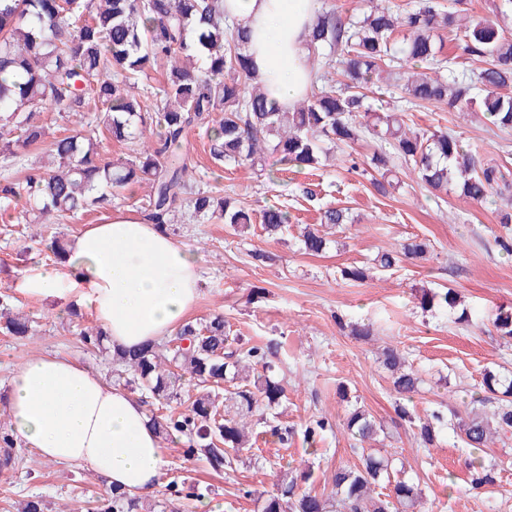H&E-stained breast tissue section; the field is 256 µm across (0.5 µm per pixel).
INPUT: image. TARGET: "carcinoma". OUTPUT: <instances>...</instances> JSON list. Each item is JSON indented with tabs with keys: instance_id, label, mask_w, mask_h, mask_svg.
<instances>
[{
	"instance_id": "carcinoma-1",
	"label": "carcinoma",
	"mask_w": 512,
	"mask_h": 512,
	"mask_svg": "<svg viewBox=\"0 0 512 512\" xmlns=\"http://www.w3.org/2000/svg\"><path fill=\"white\" fill-rule=\"evenodd\" d=\"M360 18L324 8L315 16L307 35L312 65H329L337 56L338 87L311 93L293 110L280 112L267 104L263 88L255 82L247 46L250 32L224 16V0H0V154L21 158L44 150L54 168L31 165L21 179L0 182V202L22 204L19 219L33 215L58 220L79 211L105 212L112 201L135 183H145L150 193L139 206L149 221L165 223V217L182 205L201 223L224 220L243 232L253 223V210L235 206L223 190L195 189L186 179L185 150L191 134L203 130L210 138V154L217 164L254 165L272 151L289 167H312L330 148L359 141L373 144L372 163L384 169L394 156L413 165L418 179L431 191L448 192L455 182L461 195L484 203L493 194L509 189V169L501 164H482L454 135L443 131L414 130L388 107L373 112L367 94L385 95L387 87L401 88L413 106L438 103L452 112L477 106L501 131L512 130V37L504 35L489 19L458 23L460 9L445 8L439 0H419L412 11L400 16L376 0ZM402 39H397L399 30ZM452 33L465 54L482 63L470 75L445 77L449 61L439 55L437 40ZM161 66L165 87L157 98L129 94L127 85L141 73ZM92 97L104 112L106 129L117 142L139 141L142 149L133 159L114 162L101 158L100 139L91 124L65 136L49 133L35 118L33 106L50 104L69 117H80L86 98ZM158 115L157 132H147L144 114ZM266 234L286 229L288 211L270 205L259 211ZM322 223H349L347 210L328 208ZM512 213L502 214L508 230L496 242L512 253ZM301 248L318 255L327 239L317 229L304 228ZM427 245L411 242L401 250H386L370 259V267L342 270L345 279L360 282L368 272L388 271L400 257L417 260ZM420 307L458 312L457 320L469 321V311L457 294L444 287L424 291ZM493 326L512 338V308H501ZM0 331L24 337L30 320L0 310ZM224 317L204 322L188 321L174 338L138 350L113 353L103 342L101 330L83 333L84 344L108 355L118 378L130 388L150 394L161 406L182 400L186 382L196 393L187 395L186 410L158 416L160 435L180 433L189 447L216 471L231 470L240 452L249 449L251 426L258 400L272 407L280 403L284 388L274 374V352L249 342L224 351ZM383 365L390 372L400 417L412 419L403 404L419 390L421 379L402 352L388 348ZM482 385L495 401L492 415L476 408L465 416L454 414L452 429L474 450L488 447L493 437L512 433V376L489 371ZM443 415L432 413L416 425L419 440L430 446ZM346 431L363 444L377 434L371 415L358 408L349 413ZM384 456L363 454L354 467L339 468L327 498L300 492V481L285 474L277 492L262 512H420L418 484L391 478ZM497 471L481 462H470V486H493ZM108 512H143L142 502L110 490Z\"/></svg>"
}]
</instances>
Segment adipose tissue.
Here are the masks:
<instances>
[{"label":"adipose tissue","mask_w":512,"mask_h":512,"mask_svg":"<svg viewBox=\"0 0 512 512\" xmlns=\"http://www.w3.org/2000/svg\"><path fill=\"white\" fill-rule=\"evenodd\" d=\"M224 13L250 31L251 65L270 104L291 110L313 83L306 39L316 0H224ZM201 277L195 253L126 209L86 225L65 264L26 271L16 288L29 298L88 308L113 347L132 350L185 321ZM1 412L14 438L39 457L82 465L140 499L155 493L167 465L145 404L66 355L25 358L0 388Z\"/></svg>","instance_id":"ef3b65f1"}]
</instances>
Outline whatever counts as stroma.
<instances>
[{
  "label": "stroma",
  "instance_id": "stroma-1",
  "mask_svg": "<svg viewBox=\"0 0 512 512\" xmlns=\"http://www.w3.org/2000/svg\"><path fill=\"white\" fill-rule=\"evenodd\" d=\"M411 126L442 129L459 137L481 162L512 170V133L493 132L482 112H451L426 104L404 113ZM209 138L199 131L190 138L187 164L198 187L220 186L227 197L261 209L286 206L287 231L270 238L260 224L234 233L220 220L203 224L176 212L168 233L196 252L203 265L200 296L190 319L224 317L229 337L241 338L276 351L275 374L285 395L278 406H259L254 422L256 442L236 469L216 473L187 453L185 437L171 435L161 446L168 464L149 502L154 512H261L275 493L280 472L310 471L304 491L328 495L336 469L358 463L361 452L391 454L405 476L414 478L424 512H512V435L485 448V461H504L494 487L477 492L469 485V463L475 453L450 428H443L433 446H423L412 421L399 417L391 378L380 362L390 346L404 353L423 384L409 404L416 418L431 411L465 412L483 391L485 371L512 374V339L492 325L499 307H512V255L495 242L502 234L498 206L476 204L456 187L436 197L419 181L412 167L393 162L399 179L388 195L378 194L370 163L373 149L360 142L336 151L334 165L317 169L283 168L268 159L265 168L218 166L209 154ZM356 153L360 166L345 160ZM330 207L348 209L351 223L335 228L325 253L310 256L299 248L305 225L319 224ZM103 213L84 211L59 224L42 225V241L12 231V218L0 214V298L12 311L26 315L32 335L0 334V383H7L25 357L58 352L83 361L93 370L111 374L109 359L90 353L82 342L94 327L88 311L59 314L53 303L27 299L15 289L18 273L50 264L43 240L72 239L88 224H99ZM430 249L424 259L399 262L392 270L361 282L343 279L341 271L367 264L377 251L396 250L411 240ZM264 298L250 302L253 287ZM456 289L471 317L456 321L441 309L423 311V290ZM372 324L371 338H358L340 322ZM365 408L381 424L377 440L357 445L343 422L351 406ZM326 417L329 428L314 444L303 439L310 421ZM293 434L280 444L274 426ZM13 463L0 468V512H17L32 496L42 497L46 512H95L108 497L102 477L77 464L38 460L32 449L12 450ZM36 476H29L30 467ZM183 482L205 489L201 499L175 497L166 486Z\"/></svg>",
  "mask_w": 512,
  "mask_h": 512
}]
</instances>
